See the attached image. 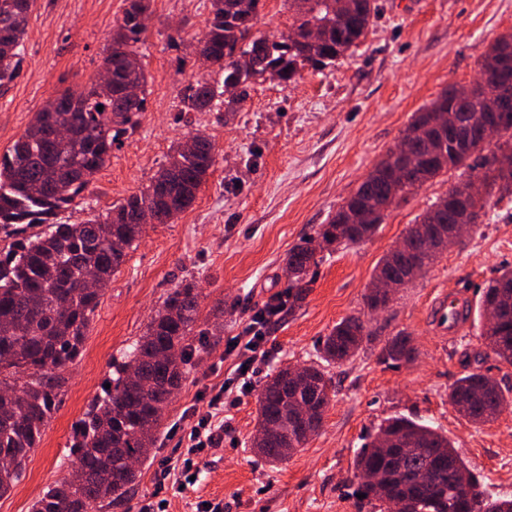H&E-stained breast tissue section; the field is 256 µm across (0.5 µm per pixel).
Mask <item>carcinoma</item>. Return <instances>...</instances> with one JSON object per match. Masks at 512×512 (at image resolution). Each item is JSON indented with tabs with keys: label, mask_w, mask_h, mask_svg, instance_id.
<instances>
[{
	"label": "carcinoma",
	"mask_w": 512,
	"mask_h": 512,
	"mask_svg": "<svg viewBox=\"0 0 512 512\" xmlns=\"http://www.w3.org/2000/svg\"><path fill=\"white\" fill-rule=\"evenodd\" d=\"M35 0H0V87L16 75L24 51L23 38ZM265 0H211L204 29L196 39L200 59L221 75L204 76L182 93L181 111H209L224 89H239L236 102L246 101L247 88L263 71L276 72L287 84L302 78L306 69L322 71L336 63L365 37L377 15V0H288V30L296 34L268 36L255 29ZM150 0H125L123 16L112 33L103 68L112 72L106 91L90 85L66 89L35 113L11 150L0 156V230L18 235L33 225L37 234L0 249V369L29 372L22 385L0 379V497L22 476L29 453L37 447L55 410L54 377L81 355L85 333L99 298L125 262L127 250L142 236L144 225L130 223L137 212L150 209L159 224H169L187 210L215 165V146L208 135L195 132L188 149L180 142L150 184L123 199L104 215L79 224H67L58 215L71 207L88 188L89 176L110 159L112 145L138 125L145 111L147 74L139 64L140 95L127 97L122 88L128 63L139 56L136 45L146 30ZM313 41L306 40L311 31ZM512 82V42L499 37L481 56L479 77L470 97L458 100L455 87L441 92L431 104L414 113L403 140L422 159L407 167L391 149L380 164L403 169L402 180L390 181L373 168L330 218L318 236L338 249L369 238L383 223L385 212L401 196L422 188L449 169L467 166L480 139L473 136L448 144V129L463 126L479 111L499 109L512 116V94L502 95V78ZM103 110H97V106ZM66 126L71 137L51 142L48 130ZM484 182L497 187L499 199L512 197V167L485 162ZM433 203L416 219L427 224L456 223L457 215ZM404 250L387 254L373 279L429 268L454 243L435 249L414 235H404ZM321 258L305 241L288 253V302L299 305L306 297ZM93 270L95 287L85 288L86 270ZM483 306L503 309L500 321L482 328L485 357L512 366V266L499 270L484 288ZM200 294L191 282L169 293L150 320L143 336L122 360L112 362L110 388L95 401L73 429L70 453L76 456L73 476L47 487L32 512H87L89 504L124 500L138 479L129 467L147 459L159 435L170 392L180 385L193 353L194 329L199 318ZM368 335L365 321L350 316L340 321L322 342L317 360L304 367V378L290 382L281 369L257 395V427L286 426L291 452L304 447L318 432L334 396L326 368L352 358ZM411 338L400 334L389 341L380 359L392 365L413 360ZM448 402L474 424L496 420L507 402L505 392L480 371L460 377L448 393ZM254 453L270 462H283L276 438L251 440ZM357 474L381 475L379 489L364 484L360 493L396 512H512V498L489 499L478 477L465 465L448 436L405 416L384 421L355 459Z\"/></svg>",
	"instance_id": "obj_1"
}]
</instances>
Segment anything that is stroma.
<instances>
[{
	"label": "stroma",
	"instance_id": "35a3bbf8",
	"mask_svg": "<svg viewBox=\"0 0 512 512\" xmlns=\"http://www.w3.org/2000/svg\"><path fill=\"white\" fill-rule=\"evenodd\" d=\"M379 12L363 42L324 72L304 70L286 85L257 79L237 111L216 107L184 112V88L204 72L193 38L210 0H151L139 44L146 63V110L123 136L61 221L77 224L91 212L147 186L172 146L193 130L213 141L217 157L190 208L173 223L146 225L125 264L100 297L81 358L57 375V409L21 480L0 498V512H30L48 486L69 477L76 460L68 446L74 424L102 395L121 357L182 280L195 282L200 315L193 366L162 419L161 435L122 504L95 512H136L156 491L154 472L172 457V430L193 409L205 408L239 358L226 341L242 332L253 311L286 291L289 250L316 237L338 207L394 148L414 112L451 85L477 76L481 54L512 33V0H377ZM124 0H37L13 81L0 87V155L24 133L35 112L67 88L90 86L121 18ZM459 180L451 170L407 195L366 240L324 255L300 308L273 318L274 354L252 391L224 409V441L205 458L198 482L173 498L169 512H196L204 500L225 512H375L357 497L354 460L369 433L404 415L433 425L459 449L492 496H512V408L476 425L448 402L458 378L481 370L512 391V366L479 360L485 284L512 264V201L488 208L477 232L463 235L413 284L399 289L378 314L365 296L375 270L437 198ZM472 298L460 341L441 344L427 323L442 288ZM367 321L357 355L330 370L336 395L322 427L287 461L257 457L255 391L269 374L310 364L333 328L349 316ZM411 336L412 362L386 364L379 355L398 334Z\"/></svg>",
	"mask_w": 512,
	"mask_h": 512
}]
</instances>
